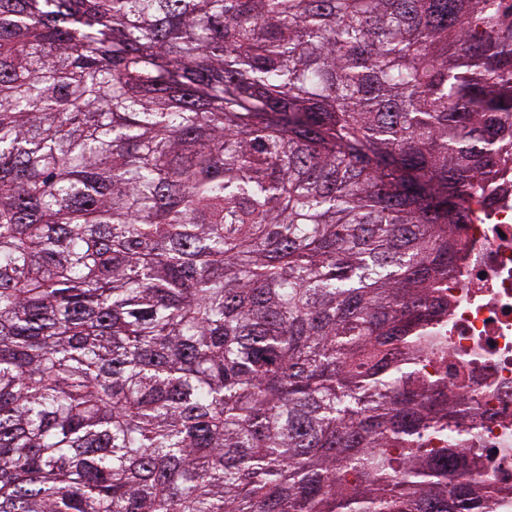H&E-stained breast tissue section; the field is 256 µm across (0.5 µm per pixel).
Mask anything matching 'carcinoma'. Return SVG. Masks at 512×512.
<instances>
[{"instance_id":"1","label":"carcinoma","mask_w":512,"mask_h":512,"mask_svg":"<svg viewBox=\"0 0 512 512\" xmlns=\"http://www.w3.org/2000/svg\"><path fill=\"white\" fill-rule=\"evenodd\" d=\"M503 0H0V512H494L416 376L512 158Z\"/></svg>"}]
</instances>
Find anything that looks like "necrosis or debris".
I'll use <instances>...</instances> for the list:
<instances>
[{
  "label": "necrosis or debris",
  "mask_w": 512,
  "mask_h": 512,
  "mask_svg": "<svg viewBox=\"0 0 512 512\" xmlns=\"http://www.w3.org/2000/svg\"><path fill=\"white\" fill-rule=\"evenodd\" d=\"M448 279V311L431 326L422 375L469 391L478 403L474 437L449 431L441 448H474L494 477L496 512H512V171L486 197L470 199Z\"/></svg>",
  "instance_id": "necrosis-or-debris-1"
}]
</instances>
